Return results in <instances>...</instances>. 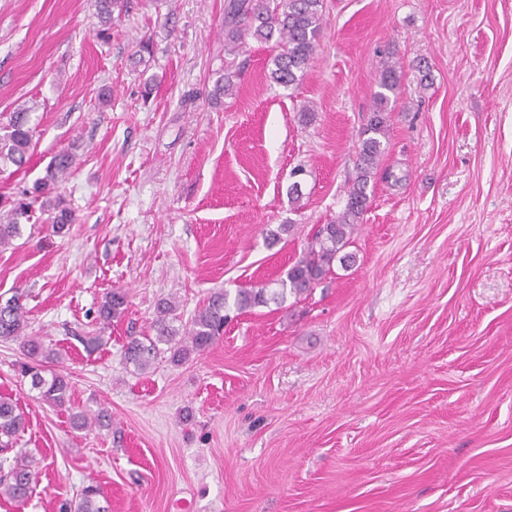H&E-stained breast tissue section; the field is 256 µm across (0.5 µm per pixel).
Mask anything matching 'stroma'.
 Instances as JSON below:
<instances>
[{
	"instance_id": "35a3bbf8",
	"label": "stroma",
	"mask_w": 512,
	"mask_h": 512,
	"mask_svg": "<svg viewBox=\"0 0 512 512\" xmlns=\"http://www.w3.org/2000/svg\"><path fill=\"white\" fill-rule=\"evenodd\" d=\"M230 2L127 0L102 39L94 0H0V124L28 106L35 129L0 195L76 156L58 188L75 224L0 248V303L21 295L74 404L38 400L0 342V395L39 462L0 512H59L90 484L109 512H512V0H326L298 89L251 39L215 102ZM386 56L400 80L354 266L186 362L127 364L160 300L187 320L213 291L285 276L342 211ZM114 290L127 309L104 327ZM103 408L111 426L73 428Z\"/></svg>"
}]
</instances>
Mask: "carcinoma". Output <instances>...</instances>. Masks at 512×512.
I'll return each mask as SVG.
<instances>
[{"instance_id":"obj_1","label":"carcinoma","mask_w":512,"mask_h":512,"mask_svg":"<svg viewBox=\"0 0 512 512\" xmlns=\"http://www.w3.org/2000/svg\"><path fill=\"white\" fill-rule=\"evenodd\" d=\"M98 34L110 36L115 10H123L124 0H96ZM232 18L224 26V52L236 56L245 45V38L252 36L260 42L273 43L276 49L270 71L271 80L285 88L297 87L314 59L318 38L323 29L326 13L325 0H237L231 6ZM234 61H225L224 74L216 80L212 97L220 99L233 89V78L238 71ZM399 82L398 64L384 59L379 70V91L374 96V106L359 137V163L357 177L349 191L342 212L328 224L322 225L308 242L303 255L288 269L285 278L275 282V287L241 288L237 291L233 306L243 311L270 303L284 301L292 295L301 298L314 286L333 273L334 263L344 266L354 261V256L344 252L350 239L363 223L371 195L368 194L371 178L375 175L387 149V121L385 112L390 104V94ZM34 128L31 126L30 109L18 108L10 114L8 123L0 134V162L10 163L16 169L23 168L29 160ZM75 155L69 150L56 154L46 168L45 175L33 185V201L18 202L9 210L0 206V247H4L21 235V226L33 217L34 201L45 198L49 207L51 227L60 234L75 222L74 212L65 199L57 195L49 198L71 173ZM126 297L112 291L105 296L99 309V319L108 325L125 311ZM228 296L222 291L211 293L203 307L183 328L175 325L176 306L172 302L158 304L151 328L153 336H129L125 344L124 359L140 371L147 370L161 355L170 354V361L181 363L191 354H201L219 340L224 324L229 319ZM27 321L15 295L0 303V341L15 342L22 348L28 362L20 365V375L30 378L31 388L38 391L39 399L50 407L63 408L70 404V380L53 373L45 377L41 362L50 358V350L42 341L26 333ZM76 426L84 428L92 424L107 427L112 423L111 414L99 410L93 417L80 411L74 414ZM25 429V417L9 397L0 396V451L9 453L17 444ZM6 471L0 470V495L14 503H25L30 495L36 475L37 462L27 454L16 458L15 464L3 459ZM100 489L91 484L77 494L78 501L71 505L73 512H108L101 503Z\"/></svg>"}]
</instances>
